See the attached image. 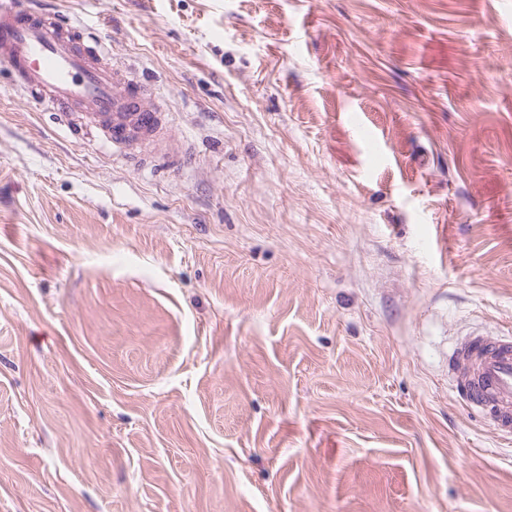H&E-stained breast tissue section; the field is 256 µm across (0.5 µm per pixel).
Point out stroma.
Segmentation results:
<instances>
[{
	"instance_id": "stroma-1",
	"label": "stroma",
	"mask_w": 512,
	"mask_h": 512,
	"mask_svg": "<svg viewBox=\"0 0 512 512\" xmlns=\"http://www.w3.org/2000/svg\"><path fill=\"white\" fill-rule=\"evenodd\" d=\"M45 2L182 147L0 74V512H512V0ZM449 367L460 405L488 411L499 437L512 435V336L476 333L454 345Z\"/></svg>"
}]
</instances>
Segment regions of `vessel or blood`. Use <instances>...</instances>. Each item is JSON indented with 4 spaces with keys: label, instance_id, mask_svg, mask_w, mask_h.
Here are the masks:
<instances>
[{
    "label": "vessel or blood",
    "instance_id": "b4317fda",
    "mask_svg": "<svg viewBox=\"0 0 512 512\" xmlns=\"http://www.w3.org/2000/svg\"><path fill=\"white\" fill-rule=\"evenodd\" d=\"M0 73L53 112L79 115L82 127L130 150L163 132V99L101 40L68 18L0 0ZM463 408L488 412L500 437L512 436V336L476 333L449 354Z\"/></svg>",
    "mask_w": 512,
    "mask_h": 512
}]
</instances>
